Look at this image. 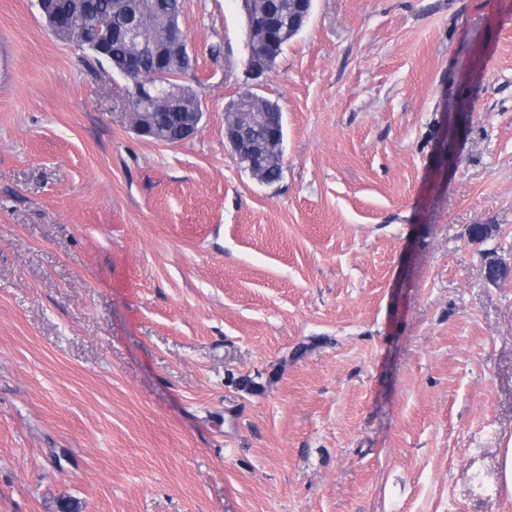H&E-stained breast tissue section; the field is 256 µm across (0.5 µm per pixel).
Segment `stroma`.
<instances>
[{"label":"stroma","mask_w":512,"mask_h":512,"mask_svg":"<svg viewBox=\"0 0 512 512\" xmlns=\"http://www.w3.org/2000/svg\"><path fill=\"white\" fill-rule=\"evenodd\" d=\"M182 25L172 145L0 0V512H512V0H313L257 79L241 0ZM252 85L269 186L224 139ZM251 135L266 154L267 166L265 167V175L267 179L273 183L280 181L284 168V151L280 144L271 143L266 140L262 127L259 129L252 128Z\"/></svg>","instance_id":"obj_1"}]
</instances>
